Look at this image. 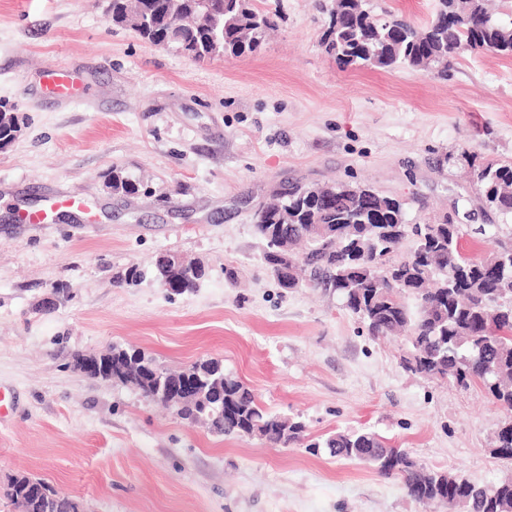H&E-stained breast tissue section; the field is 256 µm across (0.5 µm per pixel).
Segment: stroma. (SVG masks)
<instances>
[{"instance_id":"1","label":"stroma","mask_w":512,"mask_h":512,"mask_svg":"<svg viewBox=\"0 0 512 512\" xmlns=\"http://www.w3.org/2000/svg\"><path fill=\"white\" fill-rule=\"evenodd\" d=\"M267 3L259 53L195 63L112 25L107 0H0V99L24 118L0 149L1 483L40 479L86 512H434L364 465L212 432L71 367L112 345L164 370L217 359L314 441L368 430L480 485L512 473L492 451L506 413L480 385L405 371L406 337L372 339L333 290L279 288L253 228L281 183L344 181L408 223L512 238L475 170L512 162V58L467 52L444 78L343 69L316 0ZM58 66L77 81L62 103L42 91ZM116 167L136 197L109 189ZM53 192L83 210L23 223ZM162 254L203 264L200 287L163 288ZM132 265L140 281L117 285Z\"/></svg>"}]
</instances>
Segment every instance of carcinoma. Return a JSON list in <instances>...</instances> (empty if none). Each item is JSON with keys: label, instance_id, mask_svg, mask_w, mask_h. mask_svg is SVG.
Instances as JSON below:
<instances>
[{"label": "carcinoma", "instance_id": "obj_1", "mask_svg": "<svg viewBox=\"0 0 512 512\" xmlns=\"http://www.w3.org/2000/svg\"><path fill=\"white\" fill-rule=\"evenodd\" d=\"M142 23L131 21L123 0H112L109 18L131 25L153 44L171 46L194 62L257 53L278 12L259 8L254 0H222L203 22L173 23L174 0H141ZM326 52L342 68L384 70L442 66L465 51L481 50L512 58V25L503 24L488 0H437L433 16L422 26L404 19L381 20L365 0H333L321 38ZM23 117L17 106L0 100V149L14 140ZM486 203L512 214V163L478 167ZM108 187L133 197L140 182L113 168ZM316 187L293 183L281 187L273 201L254 216V230L266 242L263 260L282 288H331L343 307L366 326L369 336L384 338L409 331L411 350L406 371L423 377L453 379L468 388L481 384L494 402L512 411V240L492 239L485 225L408 224L402 203L370 186L347 183ZM489 242L474 258L464 237ZM412 254L394 255L407 238ZM206 277L200 266L176 276L182 294ZM413 297L415 305L406 298ZM112 372L106 382L162 402L174 375L189 376L212 393L206 409L187 405L178 413L195 423L206 419L224 436H249L286 447L303 437L304 425L262 409L253 391L224 374L219 361H197L174 371L157 368L137 351L117 347L98 354ZM334 453L365 463L379 475L400 480L412 499L462 512H512V476L478 486L451 470L420 464L404 448L387 446L373 432L338 433L328 441ZM32 478L19 475L0 485V496L17 512H84L81 500L59 496L43 481L32 492Z\"/></svg>", "mask_w": 512, "mask_h": 512}]
</instances>
